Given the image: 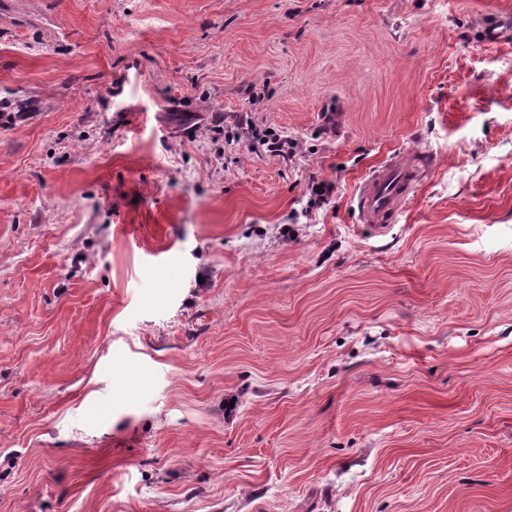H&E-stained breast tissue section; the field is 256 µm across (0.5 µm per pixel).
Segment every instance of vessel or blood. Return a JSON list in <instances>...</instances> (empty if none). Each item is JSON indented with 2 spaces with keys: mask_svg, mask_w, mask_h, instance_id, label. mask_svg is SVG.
Instances as JSON below:
<instances>
[{
  "mask_svg": "<svg viewBox=\"0 0 512 512\" xmlns=\"http://www.w3.org/2000/svg\"><path fill=\"white\" fill-rule=\"evenodd\" d=\"M426 169L425 158L405 153L369 174L361 186L359 206L371 232H386Z\"/></svg>",
  "mask_w": 512,
  "mask_h": 512,
  "instance_id": "b4317fda",
  "label": "vessel or blood"
}]
</instances>
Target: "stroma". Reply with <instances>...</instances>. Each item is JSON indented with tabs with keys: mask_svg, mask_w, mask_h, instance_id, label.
Wrapping results in <instances>:
<instances>
[{
	"mask_svg": "<svg viewBox=\"0 0 512 512\" xmlns=\"http://www.w3.org/2000/svg\"><path fill=\"white\" fill-rule=\"evenodd\" d=\"M495 18L0 0V512H512ZM243 112L296 154L226 138ZM407 151L371 235L358 187ZM426 169L421 155L403 153L369 174L361 186L359 206L371 232H386Z\"/></svg>",
	"mask_w": 512,
	"mask_h": 512,
	"instance_id": "35a3bbf8",
	"label": "stroma"
}]
</instances>
